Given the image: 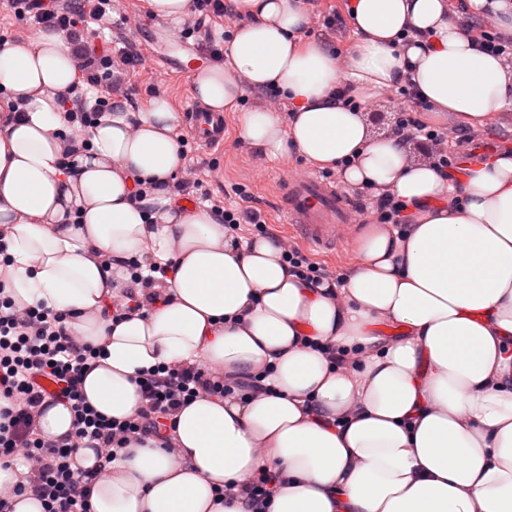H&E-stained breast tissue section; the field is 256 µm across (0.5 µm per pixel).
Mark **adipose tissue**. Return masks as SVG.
I'll return each mask as SVG.
<instances>
[{
	"label": "adipose tissue",
	"instance_id": "adipose-tissue-1",
	"mask_svg": "<svg viewBox=\"0 0 512 512\" xmlns=\"http://www.w3.org/2000/svg\"><path fill=\"white\" fill-rule=\"evenodd\" d=\"M232 5L244 21L227 63L193 75L195 96L229 112L242 86H275L294 120L245 112L242 139L275 160L341 167L348 186L388 189L413 224L404 237L367 225L344 286L312 287L273 241L232 242L209 212L163 190L182 163L165 98L136 113L114 98L74 147L62 133L78 82L67 39L41 30L0 47V92L22 115L0 125V275L18 308L67 313L103 348L83 376L88 403L129 418L141 374L185 362L272 371L273 393L180 409L172 447L130 444L95 486L92 512H245L217 491L264 468L280 476L271 512H512V152L452 182L374 135L362 110L408 77L427 122L450 112L475 129L512 105V67L477 50L447 0H352L342 57L302 40V0ZM408 27L429 41H400ZM340 87L360 108L333 100ZM133 256L168 265L166 299L116 324L106 307L127 292ZM383 321L402 332L384 346ZM326 345L353 364L332 368Z\"/></svg>",
	"mask_w": 512,
	"mask_h": 512
}]
</instances>
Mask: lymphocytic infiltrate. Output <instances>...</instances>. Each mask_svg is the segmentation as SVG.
Listing matches in <instances>:
<instances>
[{"label": "lymphocytic infiltrate", "mask_w": 512, "mask_h": 512, "mask_svg": "<svg viewBox=\"0 0 512 512\" xmlns=\"http://www.w3.org/2000/svg\"><path fill=\"white\" fill-rule=\"evenodd\" d=\"M16 17L30 20L33 26L44 30L72 32L83 17L100 20L112 11L111 0H69L64 7L54 8L46 0H8ZM483 18L462 13L459 25L470 34L485 52L512 61V32L492 25L490 17L496 9L491 0L482 7ZM142 63V55L135 43L122 39L112 51L88 59L80 58L78 66L86 70L95 66V74H88L87 84L110 82L111 96L97 97L92 108L73 109L67 116L74 127L90 125L98 112L106 110L112 96L122 95L120 75L134 70ZM398 104L391 113V132L401 142H415L422 146L428 159L440 173L458 168L459 158L448 151L449 134L465 137L464 129L450 131L449 127L430 125L419 117L420 104L409 86L394 91ZM169 191L177 195L199 193L211 213L224 225V232L238 238L243 225L252 226L257 235L269 236L265 217L261 212L245 208L250 198L244 187H237V204H225L203 192L198 170L183 169L180 179L172 180ZM283 260L291 275L320 286H340L343 275L331 267L313 260L297 243L279 239ZM125 267L133 285L143 287L144 295H122L112 303L113 317L143 309L162 299L165 281L157 277L155 267L131 260ZM99 349L73 336L65 315L40 308L24 311L16 309L6 293V282L0 280V399L7 409L0 411V459L18 461L23 468L20 480L0 490V512H10L14 497L29 494L44 505V512H91L90 492L103 472L101 469L77 471L73 456L83 441L96 442L106 462L119 459L125 448L135 441L163 437L172 417L193 399L202 396L226 397L235 392L244 396L266 391L263 376L255 375L246 382H232L223 373L192 363L152 370L144 373L138 386L142 406L129 419L105 417L91 407L83 397L81 381L91 360L99 358ZM51 380L55 388L45 391L41 380ZM69 404L74 418V432L61 439L49 440L38 431L36 420L47 400ZM279 477L263 470L243 486L224 487L225 498L244 499L251 512H269Z\"/></svg>", "instance_id": "lymphocytic-infiltrate-1"}]
</instances>
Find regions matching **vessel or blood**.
<instances>
[{
  "label": "vessel or blood",
  "instance_id": "obj_1",
  "mask_svg": "<svg viewBox=\"0 0 512 512\" xmlns=\"http://www.w3.org/2000/svg\"><path fill=\"white\" fill-rule=\"evenodd\" d=\"M155 62L172 65L178 71L204 66L209 57L200 45L184 47L182 56L157 52ZM184 115L192 138L206 149L224 145L228 122L223 113L212 112L194 100H186ZM286 221L303 243L323 249L335 248L336 241L353 223V208L346 203L334 184L317 177H285L279 184Z\"/></svg>",
  "mask_w": 512,
  "mask_h": 512
}]
</instances>
